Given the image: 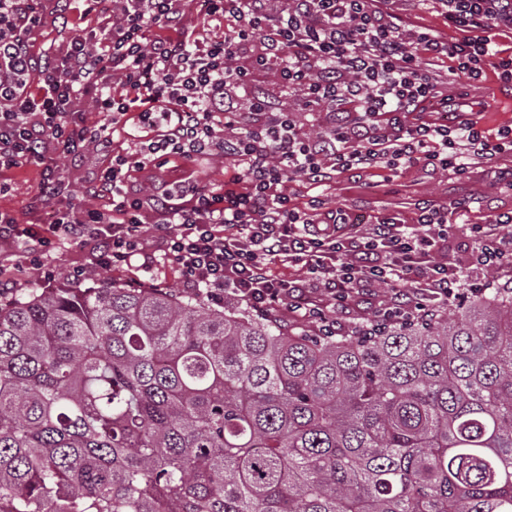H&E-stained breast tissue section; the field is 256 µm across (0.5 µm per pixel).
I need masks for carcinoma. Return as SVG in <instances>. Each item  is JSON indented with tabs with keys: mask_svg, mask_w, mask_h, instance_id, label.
I'll list each match as a JSON object with an SVG mask.
<instances>
[{
	"mask_svg": "<svg viewBox=\"0 0 512 512\" xmlns=\"http://www.w3.org/2000/svg\"><path fill=\"white\" fill-rule=\"evenodd\" d=\"M87 280L0 304V512H512V294L339 337Z\"/></svg>",
	"mask_w": 512,
	"mask_h": 512,
	"instance_id": "obj_1",
	"label": "carcinoma"
}]
</instances>
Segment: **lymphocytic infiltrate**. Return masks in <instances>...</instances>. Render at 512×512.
Returning <instances> with one entry per match:
<instances>
[{
  "mask_svg": "<svg viewBox=\"0 0 512 512\" xmlns=\"http://www.w3.org/2000/svg\"><path fill=\"white\" fill-rule=\"evenodd\" d=\"M439 2L463 40L405 36L396 0H280L276 9L271 0H84L100 17L98 34L72 35L45 59L33 51L45 0H0V195L11 189L2 173L34 166L41 180L31 206H58L41 231L0 209V262H13L0 287L20 288L32 268L53 281L50 253L91 240L93 267L163 258L210 301L229 294L258 313L291 304L330 330L336 311L366 286L389 289L379 311L387 321L477 292L474 273L512 262V211L464 225L473 246L458 265L439 258L452 227L447 210L429 201L415 203L412 221L381 215L359 235L322 199L299 207L283 191L287 182L317 188L373 167L398 174L423 164L462 175L469 157L512 151V128L486 137L473 105L450 103L420 67L450 60V74L477 87L493 32L512 30V0ZM272 68L305 109L324 113L321 136L256 92ZM130 123L142 131L139 146L116 151L112 135ZM215 151L234 162L224 183L163 175L169 162ZM61 156L95 159L81 194L66 191ZM148 231L161 254L148 251ZM284 264L302 276L279 277Z\"/></svg>",
  "mask_w": 512,
  "mask_h": 512,
  "instance_id": "lymphocytic-infiltrate-1",
  "label": "lymphocytic infiltrate"
}]
</instances>
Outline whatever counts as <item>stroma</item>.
<instances>
[{
    "mask_svg": "<svg viewBox=\"0 0 512 512\" xmlns=\"http://www.w3.org/2000/svg\"><path fill=\"white\" fill-rule=\"evenodd\" d=\"M397 7L405 35L427 29L448 41L461 37L460 31L448 27L438 0H398ZM81 10L78 0H73L68 11L69 19L64 22L56 16L55 0H48L45 24L35 44V53L58 50L72 31L88 33L97 29L95 18L82 16ZM475 95L482 102L476 120L486 136L495 137L499 129L512 127V84L499 79L493 63H486ZM231 171V161L219 153L195 163L177 161L168 166L172 180L190 177L202 184L223 182ZM511 173L512 153H503L490 161L472 159L467 172L462 175L450 170L434 172L422 164L395 177L384 169L374 168L357 179L346 174L337 175L329 185L313 190L294 185L289 187L288 193L293 203L300 206L305 205L311 195H319L327 207L343 210L361 235L370 231L375 216L391 214L412 218L414 204L420 200L447 208L449 222L459 227L462 224H483L490 215L512 211V187L505 182L506 175ZM9 178L12 189L0 196V208L13 211L20 224L38 229L47 227L52 220L50 209L44 208L34 214L27 209L29 199L38 190L39 169L19 168L10 173ZM92 253L93 246L89 243L52 251L50 262L57 271L55 287H73V272L89 267ZM103 276L121 287L131 280L151 279L160 288L177 296L188 298L192 295L191 290L183 288L178 272L170 267L148 273L134 260L120 269L104 270ZM388 295L385 288L361 289L347 308L336 313L339 334L348 335L355 325L373 319Z\"/></svg>",
    "mask_w": 512,
    "mask_h": 512,
    "instance_id": "obj_1",
    "label": "stroma"
}]
</instances>
